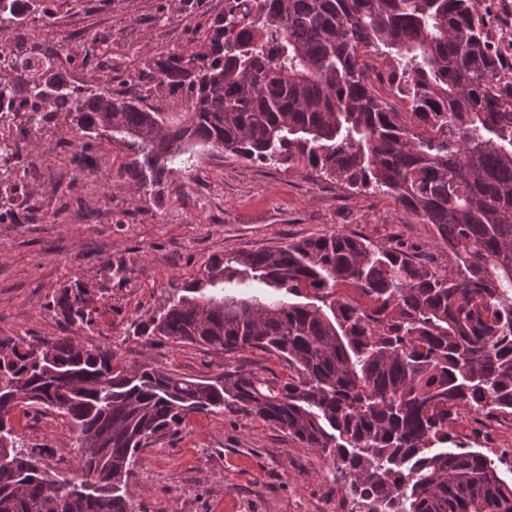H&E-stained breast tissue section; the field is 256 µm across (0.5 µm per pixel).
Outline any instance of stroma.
I'll use <instances>...</instances> for the list:
<instances>
[{
  "label": "stroma",
  "mask_w": 512,
  "mask_h": 512,
  "mask_svg": "<svg viewBox=\"0 0 512 512\" xmlns=\"http://www.w3.org/2000/svg\"><path fill=\"white\" fill-rule=\"evenodd\" d=\"M52 26L35 29L52 47L67 39L65 60L76 85L109 78L114 96L180 120L189 106L183 88L158 89L150 60L188 54L224 0H33ZM75 133L66 113L46 122L19 164L33 171L30 218L0 219V336L27 340L77 335L88 347H111L116 368L143 363L188 378L224 367L285 369L260 351L223 357L202 346L134 334L181 287L200 278L207 262L228 253L276 249L337 230L415 248L431 265L452 268L436 247L434 228L418 223L391 195L353 192L301 166L244 161L203 143L190 148L189 168L145 192L125 174L128 155L106 139L86 140L96 169L70 162ZM127 269L112 280L111 266ZM99 298L92 329L72 331L51 302L74 280ZM12 422L27 445L51 449L49 470H78L80 453L67 418L16 411ZM469 447L488 456L512 452V414H463L455 426ZM138 512H347L348 505L318 449L303 447L260 418L240 413L191 415L176 433L140 453L129 478Z\"/></svg>",
  "instance_id": "1"
}]
</instances>
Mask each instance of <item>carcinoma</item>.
Returning a JSON list of instances; mask_svg holds the SVG:
<instances>
[{"mask_svg": "<svg viewBox=\"0 0 512 512\" xmlns=\"http://www.w3.org/2000/svg\"><path fill=\"white\" fill-rule=\"evenodd\" d=\"M28 2L0 0V102L22 103L29 129L68 113L80 137L133 155L139 189L187 165L191 141L311 167L392 195L434 226L455 270L337 230L216 258L133 322L137 334L226 355L266 351L287 364L283 379L183 378L148 363L116 371L110 347L0 337V512H136L138 451L192 414L224 411L318 449L351 512H512L494 460L452 431L463 410L512 414V73L500 52L512 27L489 0H258L247 24L217 16L198 49L153 59L158 87L189 92L181 123L112 96L101 79L71 85L58 49L27 45ZM368 54L390 61L389 94L403 108L376 91ZM22 149L12 142L0 163L6 212L28 187L10 166ZM85 293L77 280L52 301L79 329L94 324ZM18 407L68 419L77 474L50 472V449L24 444Z\"/></svg>", "mask_w": 512, "mask_h": 512, "instance_id": "cac0c4a2", "label": "carcinoma"}]
</instances>
